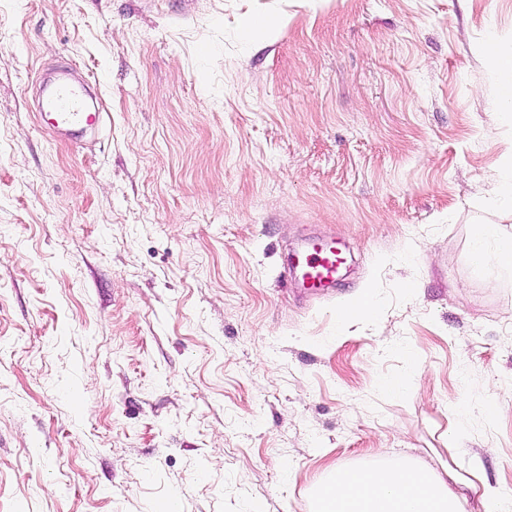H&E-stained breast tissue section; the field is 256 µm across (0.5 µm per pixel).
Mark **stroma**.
<instances>
[{
  "label": "stroma",
  "instance_id": "35a3bbf8",
  "mask_svg": "<svg viewBox=\"0 0 512 512\" xmlns=\"http://www.w3.org/2000/svg\"><path fill=\"white\" fill-rule=\"evenodd\" d=\"M492 45L512 0H0V512H310L407 463L512 495ZM63 63L83 143L36 114ZM334 235L349 281L285 286ZM471 258L476 266L492 265L504 276L512 275V233L497 224H476ZM378 304L367 299L363 302L343 304L336 309V324L342 326L354 318L372 319L378 313Z\"/></svg>",
  "mask_w": 512,
  "mask_h": 512
}]
</instances>
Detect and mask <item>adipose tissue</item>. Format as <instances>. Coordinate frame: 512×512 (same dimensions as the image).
I'll list each match as a JSON object with an SVG mask.
<instances>
[{
  "label": "adipose tissue",
  "mask_w": 512,
  "mask_h": 512,
  "mask_svg": "<svg viewBox=\"0 0 512 512\" xmlns=\"http://www.w3.org/2000/svg\"><path fill=\"white\" fill-rule=\"evenodd\" d=\"M471 258L475 265H491L512 275V233L496 224L475 225ZM450 467L337 468L314 496L313 512H503L505 497L487 489L470 502Z\"/></svg>",
  "instance_id": "ef3b65f1"
}]
</instances>
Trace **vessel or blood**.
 Listing matches in <instances>:
<instances>
[{
  "label": "vessel or blood",
  "instance_id": "obj_1",
  "mask_svg": "<svg viewBox=\"0 0 512 512\" xmlns=\"http://www.w3.org/2000/svg\"><path fill=\"white\" fill-rule=\"evenodd\" d=\"M39 115L48 125L70 134L103 127L105 116L90 111L82 85L65 76L44 73L39 82ZM345 263L342 249L336 240L312 242L307 253L298 259V280L312 293L335 288Z\"/></svg>",
  "mask_w": 512,
  "mask_h": 512
}]
</instances>
